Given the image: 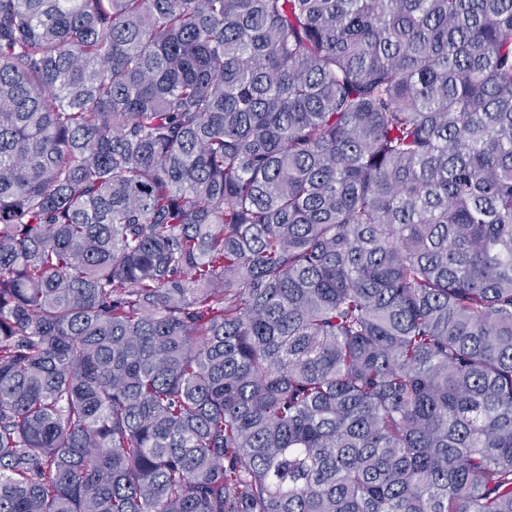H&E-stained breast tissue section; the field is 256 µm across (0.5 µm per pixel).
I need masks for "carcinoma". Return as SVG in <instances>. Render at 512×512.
I'll use <instances>...</instances> for the list:
<instances>
[{"label": "carcinoma", "mask_w": 512, "mask_h": 512, "mask_svg": "<svg viewBox=\"0 0 512 512\" xmlns=\"http://www.w3.org/2000/svg\"><path fill=\"white\" fill-rule=\"evenodd\" d=\"M0 512H512V0H0Z\"/></svg>", "instance_id": "obj_1"}]
</instances>
